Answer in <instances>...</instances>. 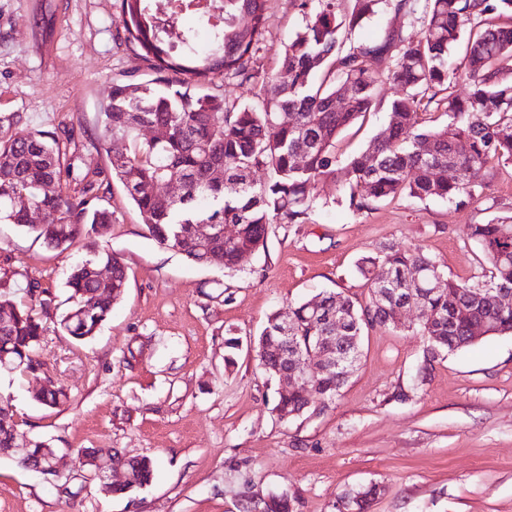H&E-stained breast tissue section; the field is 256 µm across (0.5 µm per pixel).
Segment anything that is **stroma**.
Here are the masks:
<instances>
[{"label": "stroma", "instance_id": "stroma-1", "mask_svg": "<svg viewBox=\"0 0 512 512\" xmlns=\"http://www.w3.org/2000/svg\"><path fill=\"white\" fill-rule=\"evenodd\" d=\"M300 3L267 2L268 73L305 23ZM146 71L123 41L117 0H0V114L53 132L76 169L108 172L97 114L113 79ZM389 117L373 112L343 130L340 161L365 151ZM485 181L477 202L399 198L360 213L341 183H321L308 223L272 225L265 247L231 271L160 245L110 180L100 203L111 228L81 243L119 254L127 288L89 340L48 324L37 356L66 390L64 406L36 401L43 377L0 373L17 422L14 448L0 454V512H240L247 496L283 491L292 512H335L338 495L372 485L380 493L369 512H512V335L482 338L427 368L414 313L398 329H365L336 400L287 421L272 411L280 384L249 345L270 314L290 315L319 292L365 303L357 265L388 242L423 250L453 279L481 276L468 227L512 214V166ZM77 255L0 224V270L16 303L27 302L34 280L65 310ZM229 336L239 340L230 367ZM400 390L408 400H396ZM36 441L55 448L58 481L22 466ZM115 448L153 460L149 486L107 495L88 479L78 453Z\"/></svg>", "mask_w": 512, "mask_h": 512}]
</instances>
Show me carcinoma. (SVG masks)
Instances as JSON below:
<instances>
[{
  "mask_svg": "<svg viewBox=\"0 0 512 512\" xmlns=\"http://www.w3.org/2000/svg\"><path fill=\"white\" fill-rule=\"evenodd\" d=\"M267 0H120L124 42L140 51L149 79L112 82L98 113L99 141L105 146L112 177L119 180L139 212L142 224L161 245L194 263L208 264L218 253L224 268L238 267L243 251L264 245L272 224H303L315 206L317 185L344 172L349 206L355 212L396 198L446 199L458 204L483 195L477 175L512 163V0H314L305 25L284 45L281 68L270 75L259 53L269 27ZM387 7L404 20L373 40L353 43L349 34L366 15ZM194 16L211 34L207 49L196 45L195 30L182 25ZM244 17V26L238 19ZM464 44V69L471 84L465 99L449 93L456 73L448 54ZM222 77L240 85L258 83L260 93L248 104L230 103L201 87ZM388 82L404 87L389 102L390 120L367 150L339 167L336 139L359 117L383 105L381 88ZM351 96L338 112L334 101L344 88ZM448 115L443 128L421 129L426 112ZM145 126L166 130L164 138L139 139ZM260 170L270 173L254 182ZM77 185L74 193L45 190L62 181ZM173 182L178 193L162 196L155 186ZM103 181L66 161L58 139L48 131L22 126L18 112L0 115V224H15L47 245L63 250L78 246L85 227L102 235L112 212L97 204ZM24 195L40 210V224L28 222L15 206ZM237 225V236L224 241L219 232L206 240L197 225ZM469 236L481 252L488 275L471 283L447 277L436 260L420 250L395 243L360 262L369 298L356 305L339 292H323L298 304L287 347H281L280 319L275 313L255 340L258 365L273 376L287 355L305 350L326 327L341 319L339 348L354 350V337L376 324L387 325L378 310L384 289L412 287L407 276L423 271L424 315L417 331L427 346L424 363L475 343L473 328L484 324L493 334L512 333V307L491 302L497 289L512 290V216L472 224ZM385 267L388 281H376ZM111 276L98 278V270ZM69 307L54 316V299L42 289L24 305L4 292L0 305L12 311L0 322V357L10 362L0 372L34 373L42 363L34 352L44 334L43 320L55 318L60 330L78 341L94 336L112 305L123 296L127 271L123 259L93 249L75 263L66 278ZM316 305L319 317L311 315ZM345 382L319 374L299 389L278 395L274 411L282 420L307 411L312 399L328 406ZM35 399L62 406L67 396L44 377ZM16 421L10 400L0 396V448L12 447ZM53 448L33 445L22 465H49ZM129 474V481L110 490L133 493L153 478L148 457L127 458L115 451L107 457ZM380 488L351 490L336 498L335 512H368ZM266 512H291L288 493L270 495Z\"/></svg>",
  "mask_w": 512,
  "mask_h": 512,
  "instance_id": "obj_1",
  "label": "carcinoma"
}]
</instances>
